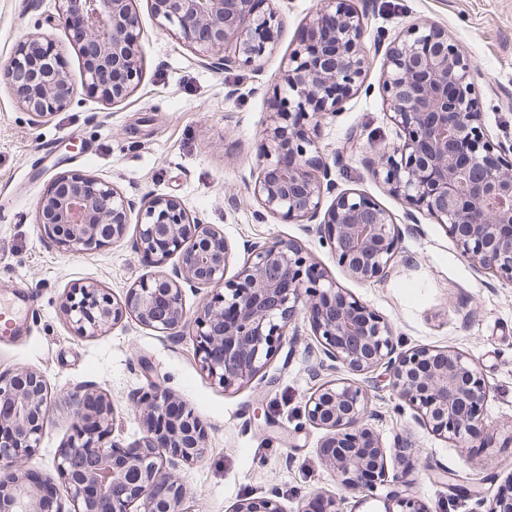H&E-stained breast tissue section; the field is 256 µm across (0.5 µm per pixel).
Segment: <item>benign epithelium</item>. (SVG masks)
I'll return each mask as SVG.
<instances>
[{"instance_id":"7a95c632","label":"benign epithelium","mask_w":512,"mask_h":512,"mask_svg":"<svg viewBox=\"0 0 512 512\" xmlns=\"http://www.w3.org/2000/svg\"><path fill=\"white\" fill-rule=\"evenodd\" d=\"M86 60L85 85L106 102H120L140 77L141 26L132 0H56ZM316 11L310 35L288 60V96L271 114L260 153L254 192L273 215L318 222L348 274L361 282L388 276L402 230L391 215L360 193H344L327 210L322 198L333 186L332 169L307 157L313 140L298 142L301 120L334 112L355 88L367 58L360 19L340 0ZM260 0H151L156 25L193 49L200 62L230 69L262 57L276 43L278 15L259 11ZM0 79L38 124L64 111L73 90L60 54L44 36L22 41ZM384 93L405 131L393 156L373 168L408 205L448 228L463 258L479 272L512 281V164L494 151L484 132L467 65L457 46L432 24L386 51ZM483 176L462 188L460 176ZM132 202L105 180L59 174L37 204V224L65 254L79 255L120 241ZM137 247L169 275L146 278L122 303L94 283L65 293L62 308L72 328L96 336L131 315L164 332L191 331L201 369L232 388L267 364L299 311L308 314L324 356L353 374L322 384L309 397L308 421L325 431L319 453L336 482L370 492L388 481L385 453L368 423L370 392L355 379L385 369L391 390L408 401L424 426L462 443L476 433L487 379L455 350L400 351L392 327L352 295L325 280L303 249L287 240L247 245V261L235 280L225 279L230 252L224 234L190 214L173 196H155L141 209ZM215 290L189 317L181 280ZM49 387L43 375L18 369L0 375V512H64L53 478L34 484L20 471L38 447L48 419ZM76 418L55 471L73 512H188L176 474L205 453L206 425L182 400L152 382L132 399L146 434L131 447L108 441L112 403L91 388L64 397ZM336 512V499L310 493L300 512ZM396 512H426L405 489ZM233 512H286L277 497L242 499ZM485 512H512V482Z\"/></svg>"}]
</instances>
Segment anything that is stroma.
Segmentation results:
<instances>
[{
	"label": "stroma",
	"instance_id": "obj_1",
	"mask_svg": "<svg viewBox=\"0 0 512 512\" xmlns=\"http://www.w3.org/2000/svg\"><path fill=\"white\" fill-rule=\"evenodd\" d=\"M319 4L269 0L281 20L273 49L254 63L216 71L157 27L150 0H134L144 31L141 78L127 99L112 104L87 90L84 60L54 0H0V61L26 35H47L74 88L65 111L36 125L0 84V297L30 310L21 332L0 335V373L32 369L50 387L49 420L24 464L27 476L54 472L74 423L67 392L90 385L106 394L115 413L111 439L126 446L144 435L131 399L152 380L208 429L204 457L177 469L190 512H232L240 499L271 494L287 512H300L317 489L335 492L338 512H387L394 493L406 488L426 512H474L477 500L491 501L512 476V282L473 271L445 226L426 213L406 230L402 201L367 165L404 138L382 89L383 49L424 21L461 50L491 143L512 142V0H345L362 22L369 62L357 92L336 112L307 121L306 133L316 157L335 165V193L364 194L405 228L391 276L366 283L348 275L315 224L264 213L254 193L262 136L287 94L284 66ZM63 172L109 181L138 204L154 195L182 200L223 232L232 249L230 280L249 243L291 240L328 280L392 325L399 350L471 356L489 384L483 446L419 424L377 370L365 383L390 478L371 494L338 487L318 452L323 432L304 406L317 386L345 372L322 354L303 315L296 335L282 339L264 368L230 389L201 371L188 333L172 335L127 316L102 335H78L61 311L65 292L94 283L120 301L159 269L136 247L134 213L120 242L78 256L45 236L37 203Z\"/></svg>",
	"mask_w": 512,
	"mask_h": 512
}]
</instances>
